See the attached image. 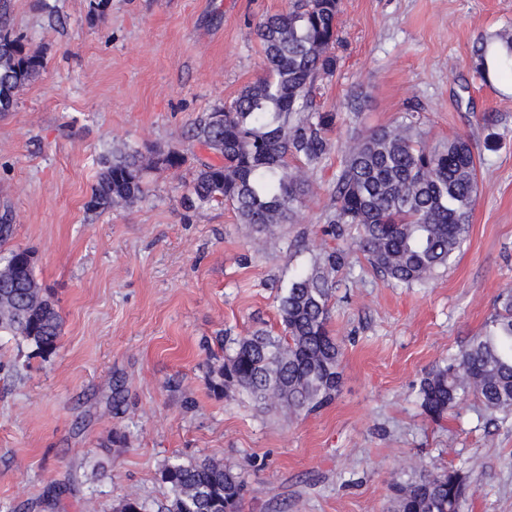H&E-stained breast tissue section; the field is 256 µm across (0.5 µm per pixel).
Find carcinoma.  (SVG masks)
Returning <instances> with one entry per match:
<instances>
[{"mask_svg":"<svg viewBox=\"0 0 512 512\" xmlns=\"http://www.w3.org/2000/svg\"><path fill=\"white\" fill-rule=\"evenodd\" d=\"M339 0H292L288 10L261 20L256 36L266 71L229 104L199 116L190 138L213 158L196 159L185 208L230 203L241 224L258 232L294 222L311 188L310 175L331 151L336 113L319 112L310 98L314 83L336 70ZM495 73L512 81V37ZM43 68L24 53L0 8V112L15 103L17 90L36 81ZM186 163L177 151L144 154L115 145L100 159L88 209L105 211L147 197L152 173ZM480 155L464 137L441 148L424 144L420 116L409 110L395 124L356 138L336 176L331 238L351 237L382 277L411 285L448 266L470 233ZM27 248L0 259V333L18 336L50 355L62 319L35 277V262L16 265ZM346 254L323 243L312 264L294 275L278 295L281 333L255 331L232 340L231 353L213 368L216 389L237 386L257 403L289 414L328 404L341 379V345L329 328L336 272ZM486 326L448 364L421 379L424 413L440 418L467 397L490 410H512V291ZM169 496L157 512H239L242 472L205 458L168 462L160 470ZM470 471L424 470L394 486L391 512H463ZM115 512H151L133 495Z\"/></svg>","mask_w":512,"mask_h":512,"instance_id":"obj_1","label":"carcinoma"}]
</instances>
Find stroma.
<instances>
[{
    "instance_id": "35a3bbf8",
    "label": "stroma",
    "mask_w": 512,
    "mask_h": 512,
    "mask_svg": "<svg viewBox=\"0 0 512 512\" xmlns=\"http://www.w3.org/2000/svg\"><path fill=\"white\" fill-rule=\"evenodd\" d=\"M288 0H10V25L43 59L0 114V214L10 246L62 317L56 351L0 335V512H112L164 502V462L214 458L244 473L242 512H388L420 464L474 469L464 512H512V410L475 397L433 419L422 377L456 354L512 289V84L478 71L512 35V0H340L333 76L316 107L333 149L294 223L256 232L231 205L185 210L188 169L146 200L87 209L102 153L202 150L187 131L265 70L256 24ZM420 111L423 139L481 155L470 234L449 267L409 286L350 248L331 328L342 378L320 410L284 418L216 391L215 338L279 333L276 295L324 242L342 148ZM121 386V412L112 390Z\"/></svg>"
}]
</instances>
